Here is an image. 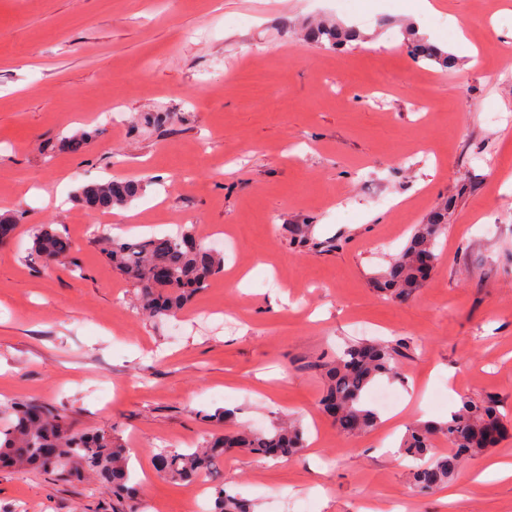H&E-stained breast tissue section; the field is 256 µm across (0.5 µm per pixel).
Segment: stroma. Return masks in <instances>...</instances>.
Listing matches in <instances>:
<instances>
[{
    "label": "stroma",
    "mask_w": 512,
    "mask_h": 512,
    "mask_svg": "<svg viewBox=\"0 0 512 512\" xmlns=\"http://www.w3.org/2000/svg\"><path fill=\"white\" fill-rule=\"evenodd\" d=\"M464 26H426L447 64L414 62L409 0H0V203L19 224L0 246V398L33 401L76 428L122 440L155 512H184V484L153 475L162 448L212 432L230 409L269 431L297 421L299 456L225 453L211 486L254 512H512V434L463 463L459 496L415 489L381 429L342 434L320 404L321 362L349 342L402 340L397 399L446 420L462 396L494 397L512 426V0H439ZM368 16L358 24V16ZM317 20L361 41H305ZM89 132L84 152L60 138ZM140 179L133 224L89 214L82 186ZM448 209L437 267L403 302L377 274L415 225ZM309 225L328 249L292 245ZM47 225L70 263L31 255ZM205 235L222 228L224 269L175 317L151 318L100 253L97 230ZM127 512L89 474L0 469V512Z\"/></svg>",
    "instance_id": "obj_1"
}]
</instances>
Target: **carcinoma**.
Masks as SVG:
<instances>
[{"label": "carcinoma", "instance_id": "1", "mask_svg": "<svg viewBox=\"0 0 512 512\" xmlns=\"http://www.w3.org/2000/svg\"><path fill=\"white\" fill-rule=\"evenodd\" d=\"M312 39L324 48L336 49L359 38L354 28L319 24ZM406 41L414 59L448 65V53L416 32L406 29ZM141 190V182L113 177L83 187L79 200L94 213L122 208ZM448 208L415 226L405 247L391 257L376 278L378 291L393 300H405L422 287L434 268L437 240L446 231ZM100 252L112 269L138 288L142 308L152 316L175 315L189 297L205 288L209 279L224 268V254L207 248L196 235L179 234L132 237L105 235L98 240ZM34 252L46 263L70 257L72 244L65 235L42 229L33 235ZM407 343L362 340L351 343L336 360L324 364L325 389L321 403L347 435L373 430L380 418L364 404L365 394L377 378L396 377L397 364ZM507 429L497 402L488 397L460 399L448 420L416 422L401 443V454L411 460L410 479L421 492L451 480L468 457L488 453L505 438ZM442 437L452 451L431 455L433 442ZM305 447L301 428L290 423L273 431L236 429L219 433L194 450L163 448L154 458L157 473L174 481H191L216 468L224 450L234 449L259 458L295 457ZM0 466L24 470L40 467L58 475L84 472L97 475L112 485V492L132 497L129 457L120 439L105 430H77L65 417L32 402L0 405ZM212 512H252L249 503L224 488L215 493Z\"/></svg>", "mask_w": 512, "mask_h": 512}]
</instances>
